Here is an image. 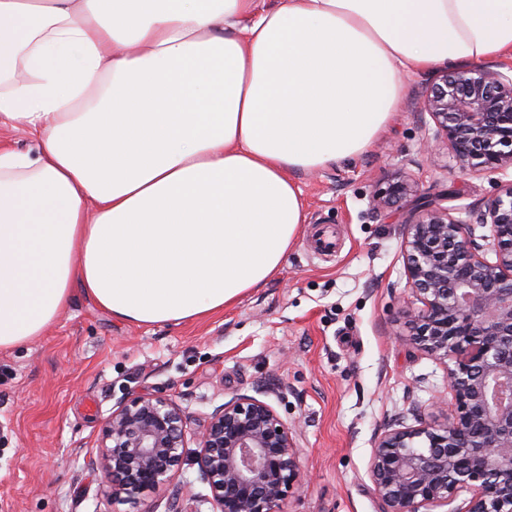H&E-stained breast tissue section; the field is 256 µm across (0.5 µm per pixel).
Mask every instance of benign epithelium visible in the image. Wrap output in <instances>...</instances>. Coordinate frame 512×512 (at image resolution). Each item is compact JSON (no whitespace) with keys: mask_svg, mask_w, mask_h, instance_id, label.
I'll return each instance as SVG.
<instances>
[{"mask_svg":"<svg viewBox=\"0 0 512 512\" xmlns=\"http://www.w3.org/2000/svg\"><path fill=\"white\" fill-rule=\"evenodd\" d=\"M433 126L423 151L440 150L463 173L512 169V67L444 68L423 93ZM416 181L395 177L371 196V208L406 210L407 287L420 306L411 319L415 344L447 372L450 413L442 424L419 421L386 431L370 462L374 493L388 512H420L470 493L454 512H512V179L475 212L448 208ZM490 234L475 235V224ZM221 405L199 432L198 480L213 512H280L302 485L299 449L288 425L261 395ZM188 440L182 408L171 398H122L103 422L96 464L112 496L135 501L168 486Z\"/></svg>","mask_w":512,"mask_h":512,"instance_id":"obj_1","label":"benign epithelium"}]
</instances>
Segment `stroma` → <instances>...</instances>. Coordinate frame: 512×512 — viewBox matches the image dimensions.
<instances>
[{
    "mask_svg": "<svg viewBox=\"0 0 512 512\" xmlns=\"http://www.w3.org/2000/svg\"><path fill=\"white\" fill-rule=\"evenodd\" d=\"M430 74L405 77L387 128L362 156L301 173L305 222L264 288L207 318L144 326L119 321L82 294L42 336L0 351V512H151L190 486L197 512H212L188 446L172 487L132 504L113 498L93 468L101 427L125 396L159 394L202 430L215 407L258 386L295 431L302 487L281 512H384L369 462L395 421L445 419L442 365L413 342L403 225L369 199L403 174L422 190L456 188L475 208L494 190L490 174L432 167L417 117Z\"/></svg>",
    "mask_w": 512,
    "mask_h": 512,
    "instance_id": "35a3bbf8",
    "label": "stroma"
}]
</instances>
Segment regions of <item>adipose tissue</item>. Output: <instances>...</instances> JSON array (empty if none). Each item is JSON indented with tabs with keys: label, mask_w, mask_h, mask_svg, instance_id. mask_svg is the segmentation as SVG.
Listing matches in <instances>:
<instances>
[{
	"label": "adipose tissue",
	"mask_w": 512,
	"mask_h": 512,
	"mask_svg": "<svg viewBox=\"0 0 512 512\" xmlns=\"http://www.w3.org/2000/svg\"><path fill=\"white\" fill-rule=\"evenodd\" d=\"M507 58L512 0H0V122L39 140L0 150V350L77 291L223 310L281 268L295 174L365 153L405 75Z\"/></svg>",
	"instance_id": "1"
}]
</instances>
